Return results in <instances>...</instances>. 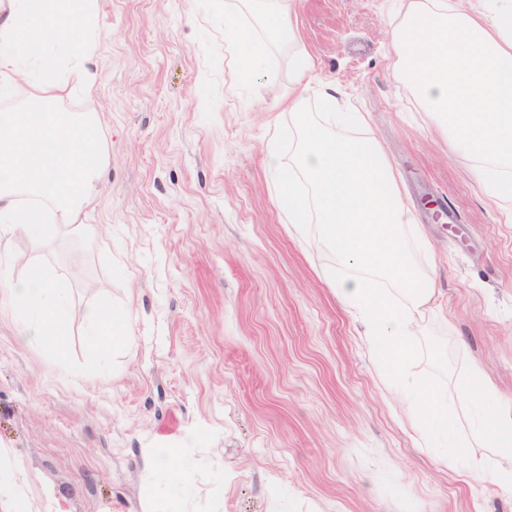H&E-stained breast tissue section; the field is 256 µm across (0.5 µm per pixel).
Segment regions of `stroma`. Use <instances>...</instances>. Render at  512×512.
Wrapping results in <instances>:
<instances>
[{
	"instance_id": "stroma-1",
	"label": "stroma",
	"mask_w": 512,
	"mask_h": 512,
	"mask_svg": "<svg viewBox=\"0 0 512 512\" xmlns=\"http://www.w3.org/2000/svg\"><path fill=\"white\" fill-rule=\"evenodd\" d=\"M298 40L274 51L275 81L227 65L224 24L252 26L240 0H97L92 95L65 112L100 119L108 178L85 223L91 244L23 258L52 265L71 296L62 364L0 314V512H512V495L467 479L421 445L398 393L383 390L365 327L324 278L337 262L297 233L267 165L288 103L333 95L366 113L361 136L389 163L432 254L441 290L416 339L440 338L448 406L480 364L512 396V223L452 147L398 66L400 0H285ZM303 54L305 70L291 56ZM455 220L436 221L429 201ZM94 303L126 311L130 337L105 360L83 333ZM175 448L171 487L153 449Z\"/></svg>"
}]
</instances>
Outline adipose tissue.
<instances>
[{
	"mask_svg": "<svg viewBox=\"0 0 512 512\" xmlns=\"http://www.w3.org/2000/svg\"><path fill=\"white\" fill-rule=\"evenodd\" d=\"M265 33L228 22L224 46L231 62L271 82L265 65L270 43L293 36L289 10L272 0H244ZM94 0H0V98L18 81L34 79V102L0 110V302L20 315L25 342L62 363L70 290L48 266L13 269L15 231L48 242L61 234L92 235L81 223L107 172L99 121L86 112H62L66 97L91 94L95 45ZM395 53L429 111L470 154L512 160V6L487 14L457 0H413L391 28ZM36 73H29V63ZM88 348L107 356L127 332L123 313L92 306L85 314Z\"/></svg>",
	"mask_w": 512,
	"mask_h": 512,
	"instance_id": "obj_1",
	"label": "adipose tissue"
}]
</instances>
